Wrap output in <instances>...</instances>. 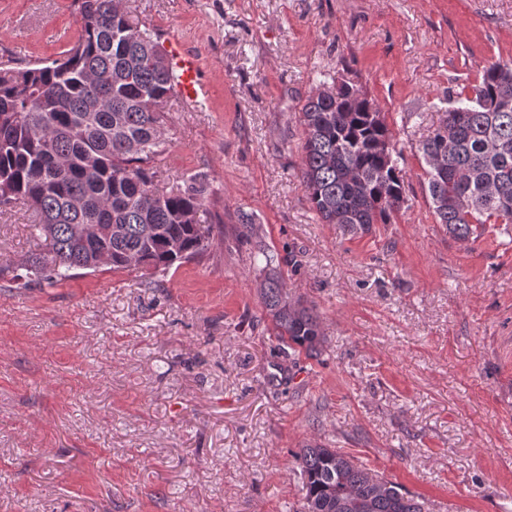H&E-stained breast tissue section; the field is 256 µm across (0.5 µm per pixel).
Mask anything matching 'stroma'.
<instances>
[{"mask_svg": "<svg viewBox=\"0 0 512 512\" xmlns=\"http://www.w3.org/2000/svg\"><path fill=\"white\" fill-rule=\"evenodd\" d=\"M201 61L171 98L159 186L208 187L197 258L27 286L32 212H0V512H304L311 442L421 497L512 512V224H438L419 149L448 96L512 59V0H122ZM76 0H0V65L80 39ZM344 78L380 108L407 205L353 232L300 181L298 110ZM263 249L320 317L289 364L260 296Z\"/></svg>", "mask_w": 512, "mask_h": 512, "instance_id": "35a3bbf8", "label": "stroma"}]
</instances>
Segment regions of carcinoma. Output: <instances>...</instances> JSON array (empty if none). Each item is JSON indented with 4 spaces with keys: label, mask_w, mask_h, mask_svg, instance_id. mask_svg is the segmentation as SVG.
Segmentation results:
<instances>
[{
    "label": "carcinoma",
    "mask_w": 512,
    "mask_h": 512,
    "mask_svg": "<svg viewBox=\"0 0 512 512\" xmlns=\"http://www.w3.org/2000/svg\"><path fill=\"white\" fill-rule=\"evenodd\" d=\"M82 36L65 57L26 68L0 66V207L29 202L44 251L27 274L50 283L131 264L146 273L191 261L205 249L196 214L206 189L194 176L166 192L151 163L166 151L165 113L174 71L147 29L119 0H78ZM301 176L324 224L367 231L406 203L395 144L379 107L356 85L309 95ZM428 192L438 223L466 240L474 224H512V62L485 67L423 140ZM99 234L83 241L77 229ZM152 224L157 233L147 235ZM261 294L289 360L320 352L319 316L287 292L278 255L261 252ZM305 512H424L423 503L335 448L295 455Z\"/></svg>",
    "instance_id": "1"
}]
</instances>
